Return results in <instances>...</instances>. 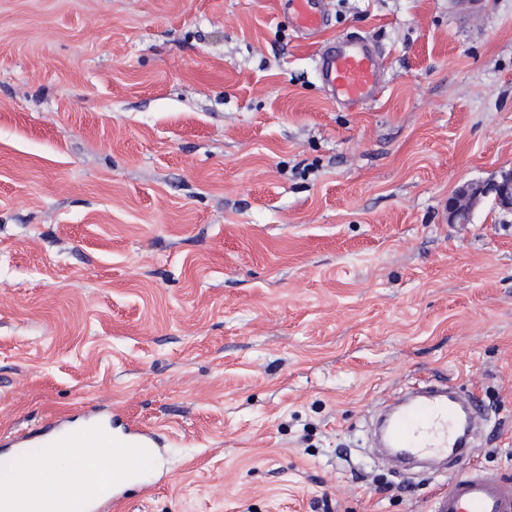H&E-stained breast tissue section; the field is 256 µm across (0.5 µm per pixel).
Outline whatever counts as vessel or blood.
<instances>
[{
	"label": "vessel or blood",
	"instance_id": "b4317fda",
	"mask_svg": "<svg viewBox=\"0 0 512 512\" xmlns=\"http://www.w3.org/2000/svg\"><path fill=\"white\" fill-rule=\"evenodd\" d=\"M297 28L305 33L321 31L326 23L322 0H285ZM320 75L334 98L356 104L374 97L381 62L366 41L348 38L320 55ZM483 404L458 391L445 378H425L393 395L387 415L377 424L380 447L389 449V463L448 458L463 463L474 444L475 422ZM87 447L108 448L115 464L97 490L95 512H127L124 494L127 478L145 475L150 458L141 449L160 447L157 430L122 424L119 431L98 432ZM430 512H512V479L461 467L436 494Z\"/></svg>",
	"mask_w": 512,
	"mask_h": 512
}]
</instances>
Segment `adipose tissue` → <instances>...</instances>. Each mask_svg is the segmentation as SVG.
I'll list each match as a JSON object with an SVG mask.
<instances>
[{
	"label": "adipose tissue",
	"mask_w": 512,
	"mask_h": 512,
	"mask_svg": "<svg viewBox=\"0 0 512 512\" xmlns=\"http://www.w3.org/2000/svg\"><path fill=\"white\" fill-rule=\"evenodd\" d=\"M111 461L104 448H41L36 454L0 459V512H58L67 500L73 512H86L84 503L100 485Z\"/></svg>",
	"instance_id": "adipose-tissue-1"
}]
</instances>
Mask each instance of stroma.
Masks as SVG:
<instances>
[{
    "label": "stroma",
    "mask_w": 512,
    "mask_h": 512,
    "mask_svg": "<svg viewBox=\"0 0 512 512\" xmlns=\"http://www.w3.org/2000/svg\"><path fill=\"white\" fill-rule=\"evenodd\" d=\"M0 0V435L163 432L129 512H429L362 421L441 376L512 476V0ZM364 38L374 101L321 46ZM297 28L305 33L321 31L326 14L321 0H284ZM319 70L334 98L356 104L376 94L381 62L366 41L350 37L339 48L320 54ZM490 196L500 210L512 212V168L500 170L491 181L461 185L448 199V221L468 223L482 200Z\"/></svg>",
    "instance_id": "35a3bbf8"
}]
</instances>
